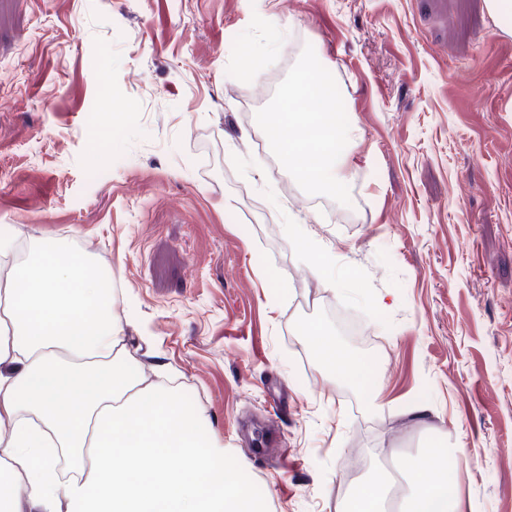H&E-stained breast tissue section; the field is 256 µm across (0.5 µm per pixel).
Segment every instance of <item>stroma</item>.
<instances>
[{"instance_id": "stroma-1", "label": "stroma", "mask_w": 512, "mask_h": 512, "mask_svg": "<svg viewBox=\"0 0 512 512\" xmlns=\"http://www.w3.org/2000/svg\"><path fill=\"white\" fill-rule=\"evenodd\" d=\"M279 36L298 52L242 64ZM312 56L360 132L325 211L263 133ZM0 102V232L111 271L143 376L268 512H342L430 442L462 449V512H512V32L486 0H0ZM330 304L381 408L305 344Z\"/></svg>"}]
</instances>
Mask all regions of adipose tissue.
Masks as SVG:
<instances>
[{"instance_id":"1","label":"adipose tissue","mask_w":512,"mask_h":512,"mask_svg":"<svg viewBox=\"0 0 512 512\" xmlns=\"http://www.w3.org/2000/svg\"><path fill=\"white\" fill-rule=\"evenodd\" d=\"M265 133L294 178L340 194L356 136L336 118L319 61L277 103ZM112 275L57 238H0V512H266L250 487L224 475L216 434L175 391L146 382L112 315ZM305 341L320 365L357 387L361 363L344 361L333 336ZM369 402L375 389L366 388ZM404 457L413 490L399 512H460L449 451Z\"/></svg>"}]
</instances>
